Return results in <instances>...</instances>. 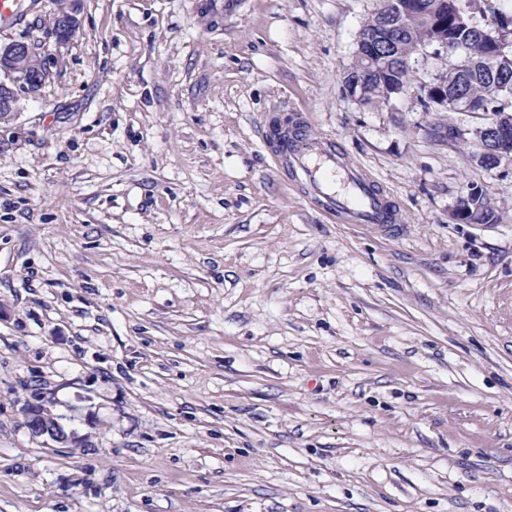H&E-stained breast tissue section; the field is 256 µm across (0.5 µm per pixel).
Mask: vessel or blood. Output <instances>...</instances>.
<instances>
[{
  "label": "vessel or blood",
  "mask_w": 512,
  "mask_h": 512,
  "mask_svg": "<svg viewBox=\"0 0 512 512\" xmlns=\"http://www.w3.org/2000/svg\"><path fill=\"white\" fill-rule=\"evenodd\" d=\"M273 157L279 165L299 174L328 212L352 224L396 222L394 208L369 174L345 163L334 145L297 131L283 135Z\"/></svg>",
  "instance_id": "vessel-or-blood-1"
}]
</instances>
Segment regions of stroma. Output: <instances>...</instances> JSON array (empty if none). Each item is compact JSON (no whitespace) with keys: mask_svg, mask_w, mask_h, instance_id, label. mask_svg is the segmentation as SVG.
Listing matches in <instances>:
<instances>
[{"mask_svg":"<svg viewBox=\"0 0 512 512\" xmlns=\"http://www.w3.org/2000/svg\"><path fill=\"white\" fill-rule=\"evenodd\" d=\"M382 0H23L50 81L0 124V512H512V165L431 112L453 54L364 103ZM386 191L327 216L273 110ZM453 121L459 144L432 141ZM497 220L453 222L466 184ZM82 446L33 436L35 394ZM80 0H70L66 11L52 12L48 17V30L58 44L69 43L80 31Z\"/></svg>","mask_w":512,"mask_h":512,"instance_id":"1","label":"stroma"}]
</instances>
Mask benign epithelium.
<instances>
[{"mask_svg":"<svg viewBox=\"0 0 512 512\" xmlns=\"http://www.w3.org/2000/svg\"><path fill=\"white\" fill-rule=\"evenodd\" d=\"M383 8L397 19L422 16L427 13L426 4L418 0H386ZM80 0H69L65 11L53 12L48 17V30L59 44L69 43L80 31ZM395 41L391 28L385 26L372 33L359 35L357 56L366 59L384 58L394 52ZM0 73L10 78L11 83L0 81V123L13 120L21 110L18 90L28 95L37 94L49 79V70L42 56V48L31 41H13L0 44ZM485 121L473 129L478 152L475 161L483 168H497L512 162V114L487 112ZM455 222L477 224L480 219L475 211L459 200L451 213ZM27 425L36 436H46L59 444L77 445L80 437L67 430L61 417L52 411L51 404L39 398L26 407Z\"/></svg>","mask_w":512,"mask_h":512,"instance_id":"1","label":"benign epithelium"}]
</instances>
